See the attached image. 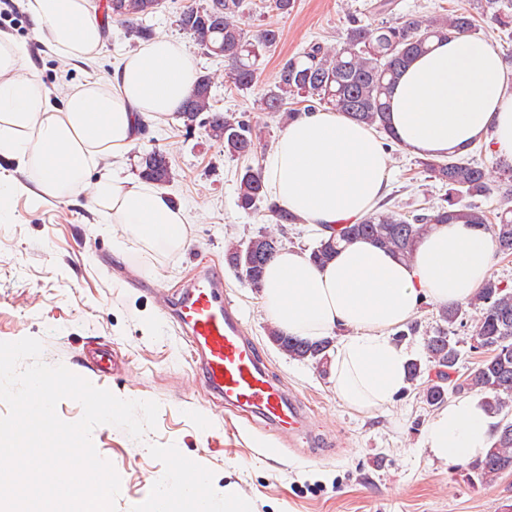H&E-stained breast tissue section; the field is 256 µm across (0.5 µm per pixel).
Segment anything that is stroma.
<instances>
[{
  "label": "stroma",
  "mask_w": 512,
  "mask_h": 512,
  "mask_svg": "<svg viewBox=\"0 0 512 512\" xmlns=\"http://www.w3.org/2000/svg\"><path fill=\"white\" fill-rule=\"evenodd\" d=\"M365 2L296 0L279 22V45L260 61L264 78L309 43L335 42L347 16L362 15ZM0 37L22 49L23 75L41 81L56 105L84 83L83 65L61 63L36 39L22 0L0 6ZM212 93L219 109L250 113L267 143L281 134L276 118L257 111L254 94L226 91L221 82ZM155 147L172 164L166 194L190 216L188 244L180 251L152 256L90 205L89 189L54 200L41 196L26 173L0 209V341L40 339L43 362L65 365L120 398L160 406L156 429L143 439L108 424L92 432L97 452L121 479L116 512H144L158 482L194 471L207 475L215 494L230 486L247 496L254 512H512V473L475 487L457 462L425 447L433 412L413 386L358 412L337 397L332 372L290 359L271 342L258 290L224 266L228 241L260 228L235 206L241 163L203 127L185 128L178 118L149 123L136 149L116 162L102 156L90 177L115 171L137 179L140 154ZM389 155L383 203L408 210L444 195L439 183L418 177V157L397 145ZM211 264L222 267L224 290L270 373L303 404L309 424L295 436L225 411L193 375L175 307ZM94 350L110 354L106 372L90 368Z\"/></svg>",
  "instance_id": "1"
}]
</instances>
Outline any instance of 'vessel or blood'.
Wrapping results in <instances>:
<instances>
[{
  "label": "vessel or blood",
  "mask_w": 512,
  "mask_h": 512,
  "mask_svg": "<svg viewBox=\"0 0 512 512\" xmlns=\"http://www.w3.org/2000/svg\"><path fill=\"white\" fill-rule=\"evenodd\" d=\"M222 275L207 270L180 297L177 317L200 360V380L232 410L259 415L284 433L303 425L300 401L268 374L235 309L219 288Z\"/></svg>",
  "instance_id": "1"
}]
</instances>
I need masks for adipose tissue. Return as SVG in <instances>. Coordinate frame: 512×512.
<instances>
[{
	"label": "adipose tissue",
	"mask_w": 512,
	"mask_h": 512,
	"mask_svg": "<svg viewBox=\"0 0 512 512\" xmlns=\"http://www.w3.org/2000/svg\"><path fill=\"white\" fill-rule=\"evenodd\" d=\"M36 38L62 62L92 66L105 48L91 0H26ZM22 53L0 39V156L17 160L40 195L64 200L104 153L126 156L144 123L177 112L195 70L187 46L154 36L126 55L107 82L90 80L54 107L36 80L21 76ZM389 124L398 144L421 158L460 155L483 142L512 161V69L484 39L455 35L432 44L390 93ZM389 155L373 128L328 109L290 122L263 162V180L282 207L315 227L356 224L389 187ZM92 201L128 239L167 254L187 244V216L152 183L101 176ZM489 235L467 224H439L404 262L368 241L340 249L329 263L284 248L261 283L265 315L286 335L338 336L336 394L362 412L404 387L407 356L389 334L425 302L469 299L490 275ZM493 418L481 397L449 401L428 423L424 444L439 459L468 460L491 445ZM194 512H252L249 499L225 490L216 500L204 473L157 487L149 512H170L174 497Z\"/></svg>",
	"instance_id": "ef3b65f1"
}]
</instances>
